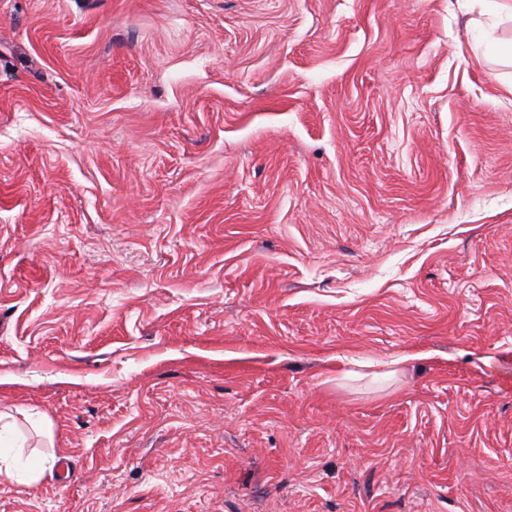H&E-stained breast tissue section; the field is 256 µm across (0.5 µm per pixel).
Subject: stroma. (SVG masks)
I'll use <instances>...</instances> for the list:
<instances>
[{"mask_svg":"<svg viewBox=\"0 0 512 512\" xmlns=\"http://www.w3.org/2000/svg\"><path fill=\"white\" fill-rule=\"evenodd\" d=\"M505 4L0 0V512H512ZM14 448H19L15 436V418L11 408L0 405V475L4 473L29 484L37 481L47 464L53 462L48 457H33L23 462L16 456Z\"/></svg>","mask_w":512,"mask_h":512,"instance_id":"1","label":"stroma"}]
</instances>
